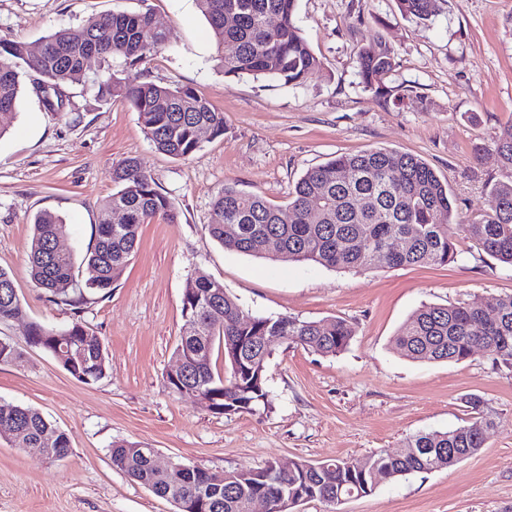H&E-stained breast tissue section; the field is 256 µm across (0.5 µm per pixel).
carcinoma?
I'll return each instance as SVG.
<instances>
[{"instance_id": "1", "label": "carcinoma", "mask_w": 512, "mask_h": 512, "mask_svg": "<svg viewBox=\"0 0 512 512\" xmlns=\"http://www.w3.org/2000/svg\"><path fill=\"white\" fill-rule=\"evenodd\" d=\"M213 32L224 75L277 79L297 86L321 68L307 39L294 21L296 0H198ZM400 11L428 18L434 0H397ZM165 33L145 13L112 12L88 21L77 30L60 29L45 37L42 51L0 39V119L15 109L21 78L39 76L53 90L66 82L86 78L82 60L92 46L103 59L120 57L125 68L135 69L157 52ZM394 58L385 48L364 47L358 54L359 74L366 88L379 97L389 95L383 79ZM97 97H119L139 113L147 138L156 150L173 158H186L202 144L200 131L213 139L224 135V113L189 87H166L151 82L121 81L111 77L91 81ZM495 149L502 166L512 169V124L501 130ZM116 192L103 205L88 263L98 275L80 286L71 254L58 250L65 231L62 220L41 212L34 220L28 257L30 277L51 303L73 307L64 328L31 323L28 342L51 354L76 380L94 384L106 374V351L100 337L84 324L80 307L87 296L111 291L117 274L130 262L139 244L140 226L161 217L176 221L171 199L161 192L138 161L127 158L113 167ZM488 209L482 219L464 224L461 231L473 244L498 261L512 266V179L489 185ZM457 216L448 184L418 157L378 148L336 157L307 171L296 183L285 206L269 202L259 193L226 185L212 204L208 235L220 244L232 237L236 251L273 259L269 238L280 240L288 259L326 268L367 271L416 265H446L455 261L457 248L448 233ZM412 242L396 251L393 244L404 235ZM497 322H483L477 308L466 303L424 305L401 325L393 343L397 352L416 361L460 363L481 351L496 366L512 368V295L494 299ZM25 311L12 275L0 269V323L20 321ZM184 325L173 356L185 359L179 382L166 380L175 392L178 384L206 395L227 396L226 407L237 413L271 404L266 373L250 392L242 391L241 377L229 359L225 372L213 363L215 351L247 350L251 357L268 361L271 351L251 350L245 336H286L288 341L314 353L335 356L347 349L354 326L343 318L320 321L291 316H252L224 291V285L196 270L183 294ZM203 329L205 339H193L191 325ZM475 421L446 431H421L407 438L404 454L377 451L361 460L337 459L323 468H307L309 461L294 462V471L261 482L269 467L252 470L208 471L193 466L179 488L170 486L164 473L152 465L154 449L133 443L112 447V465L157 496L193 512H248L257 494L273 499L288 483V494L302 491L304 500L333 505L371 494L379 484L416 473L451 467L484 446L494 421L483 401H469ZM0 437L16 447L49 460L68 455L70 439L39 411L0 402Z\"/></svg>"}]
</instances>
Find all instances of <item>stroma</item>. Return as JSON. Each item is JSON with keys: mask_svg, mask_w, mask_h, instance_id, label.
I'll return each mask as SVG.
<instances>
[{"mask_svg": "<svg viewBox=\"0 0 512 512\" xmlns=\"http://www.w3.org/2000/svg\"><path fill=\"white\" fill-rule=\"evenodd\" d=\"M113 11L150 12L166 41L135 71L118 58L95 59L87 75L193 88L223 112L225 131L173 158L154 148L127 102L99 100L87 84L70 82L60 87L68 108L52 112L23 83L0 137V269L12 273L26 318L0 324V337L21 353L0 365V401L43 413L68 434L70 450L51 461L0 438V512H175L113 467V445L133 442L154 449L159 464L210 471L363 458L400 452L420 431L470 423L474 396L495 426L467 460L380 484L336 508L313 500L296 512H512V369L480 353L461 363L417 362L393 344L422 305L483 307L512 294V266L458 230L454 262L363 272L243 255L205 230L224 185L282 205L307 170L379 147L421 158L447 182L459 221H479L488 184L512 176L494 144L512 123V0H435L426 20L402 15L396 0H298L296 23L322 63L298 86L225 76L197 0H0V38L34 49L55 30ZM371 44L395 59L385 97L358 75V53ZM127 158L172 200L177 220L142 225L111 292L85 304L84 320L107 355L105 377L87 385L27 340L28 322L61 328L71 320L29 277L33 220L58 215L76 279H93L85 255L115 190L112 168ZM197 269L253 315L340 316L355 335L335 356L276 345L266 369L270 407L212 413L165 385L184 289Z\"/></svg>", "mask_w": 512, "mask_h": 512, "instance_id": "stroma-1", "label": "stroma"}]
</instances>
